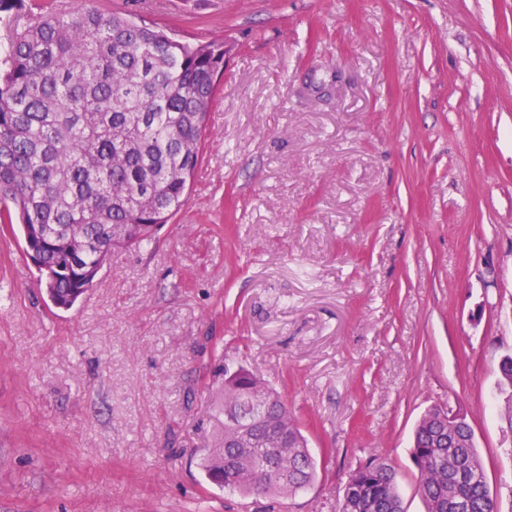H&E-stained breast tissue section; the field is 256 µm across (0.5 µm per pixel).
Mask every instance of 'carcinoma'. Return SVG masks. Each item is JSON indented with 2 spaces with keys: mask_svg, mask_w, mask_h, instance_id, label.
I'll list each match as a JSON object with an SVG mask.
<instances>
[{
  "mask_svg": "<svg viewBox=\"0 0 512 512\" xmlns=\"http://www.w3.org/2000/svg\"><path fill=\"white\" fill-rule=\"evenodd\" d=\"M12 20L0 49V224L22 226L42 255L50 301L70 308L116 248H139L180 210L200 164L206 119L224 75V39L190 45L96 8L60 12L0 0ZM218 427L199 465L214 485L284 497L317 462L281 395L253 372L222 371ZM440 413L419 419L412 456L427 512H512L493 496L468 423L455 447ZM457 464L463 479L452 480ZM339 512H404L396 473L371 456L349 477Z\"/></svg>",
  "mask_w": 512,
  "mask_h": 512,
  "instance_id": "carcinoma-1",
  "label": "carcinoma"
}]
</instances>
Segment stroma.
I'll return each instance as SVG.
<instances>
[{"label": "stroma", "mask_w": 512, "mask_h": 512, "mask_svg": "<svg viewBox=\"0 0 512 512\" xmlns=\"http://www.w3.org/2000/svg\"><path fill=\"white\" fill-rule=\"evenodd\" d=\"M228 49L186 201L61 310L0 227V512H262L210 485L221 370L280 392L338 512L369 456L425 512L429 407L512 489V0H55Z\"/></svg>", "instance_id": "stroma-1"}]
</instances>
